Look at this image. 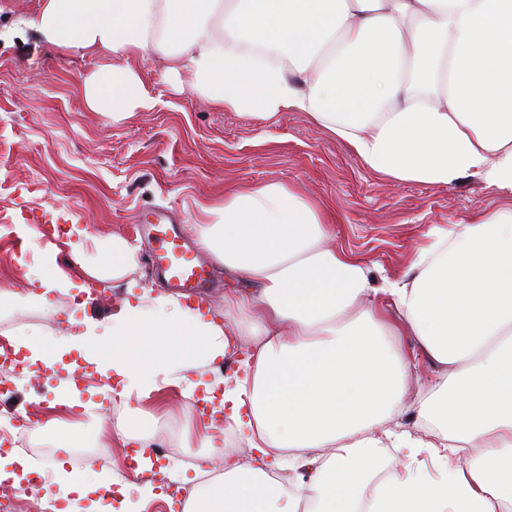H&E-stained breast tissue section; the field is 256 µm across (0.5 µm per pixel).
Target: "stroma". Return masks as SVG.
Returning a JSON list of instances; mask_svg holds the SVG:
<instances>
[{"label": "stroma", "mask_w": 512, "mask_h": 512, "mask_svg": "<svg viewBox=\"0 0 512 512\" xmlns=\"http://www.w3.org/2000/svg\"><path fill=\"white\" fill-rule=\"evenodd\" d=\"M37 5L0 0V290L28 292L48 256L65 274L67 289L49 292L42 304L0 309V342L6 347L31 335L59 339L63 319H99L129 297L127 289L73 265L66 239L46 241L36 222L45 211L78 215L90 234L86 257L92 263L98 244L113 236L135 241L153 207H168L184 224H201L207 220L202 205L223 200L226 189L285 182L324 206L336 226V247L376 263L381 275L395 280L430 227L512 208V197L473 176L448 186L390 181L301 112L282 113L264 129L251 118L214 109L195 93L174 89L164 62L155 57L136 67L156 106L112 120L89 110L81 91V77L99 58L42 46L23 24ZM68 376L77 382L81 404L63 416L65 429L98 432V421L81 406L99 403V379L76 350L55 371L17 378L11 401H0V420L22 419L34 402L46 416L59 415V381ZM160 405L189 427L192 445L183 448L182 458L162 455L157 467L141 471V479L156 481L159 468L172 469L175 478L164 498L139 500L136 483H129L127 498L136 512H181L182 489L200 485L208 467V452L199 446L202 429L190 418L180 389H169ZM34 467L92 479L119 477L127 465L116 441L93 470L75 466L64 449Z\"/></svg>", "instance_id": "1"}]
</instances>
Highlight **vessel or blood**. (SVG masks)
Returning <instances> with one entry per match:
<instances>
[{"mask_svg":"<svg viewBox=\"0 0 512 512\" xmlns=\"http://www.w3.org/2000/svg\"><path fill=\"white\" fill-rule=\"evenodd\" d=\"M175 222L174 216L162 210L146 214L145 223L153 242L146 259L167 287L177 289L187 298L198 299L210 280L211 269L185 243Z\"/></svg>","mask_w":512,"mask_h":512,"instance_id":"vessel-or-blood-1","label":"vessel or blood"}]
</instances>
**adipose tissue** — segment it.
I'll use <instances>...</instances> for the list:
<instances>
[{
  "mask_svg": "<svg viewBox=\"0 0 512 512\" xmlns=\"http://www.w3.org/2000/svg\"><path fill=\"white\" fill-rule=\"evenodd\" d=\"M24 24L52 50L101 58L81 78L91 111L152 109L133 61L154 55L214 108L264 123L305 113L391 181L476 176L512 195V0H40ZM204 212L197 242L245 282L225 295L223 321L147 287L98 328L19 342L49 369L84 346L114 395L140 403L172 386L194 399L190 372L249 342L239 373L206 389L201 445L227 419L251 461L226 450L223 479L191 489L183 512H300L306 498L309 512L512 504V209L430 228L404 276L380 282L333 247L335 225L292 185L233 188ZM70 251L89 277L137 286L127 240L94 264L84 239ZM419 362L433 372L417 395L434 425L423 437L392 424ZM278 468L295 472L291 486L270 480Z\"/></svg>",
  "mask_w": 512,
  "mask_h": 512,
  "instance_id": "ef3b65f1",
  "label": "adipose tissue"
}]
</instances>
